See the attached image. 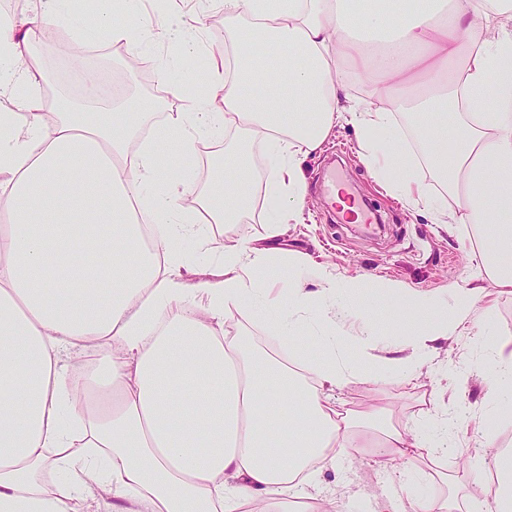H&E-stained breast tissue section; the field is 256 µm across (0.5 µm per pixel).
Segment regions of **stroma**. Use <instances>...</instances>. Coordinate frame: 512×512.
I'll return each mask as SVG.
<instances>
[{"mask_svg":"<svg viewBox=\"0 0 512 512\" xmlns=\"http://www.w3.org/2000/svg\"><path fill=\"white\" fill-rule=\"evenodd\" d=\"M182 10L193 17V35L200 50L195 61L178 62L172 79L176 82H205L208 52L224 46V10L208 0H183ZM45 28L55 38L42 39L37 51L41 58L42 95L46 103L60 98L81 99L83 91L76 72L70 70L61 51L70 34L53 21ZM86 51L87 67L121 85L119 96H99L92 107L110 112L126 100L149 106L158 119L179 111L180 103L158 86L155 70L168 54L167 47L145 39L133 45L114 44L105 36L87 37L79 44ZM335 163L337 177L356 198L366 199L381 217L377 230L349 223L344 215H331L323 195L314 185L328 163ZM305 182V210L310 220L289 224L285 236L269 240L271 249L299 255L309 263H328L343 277L360 273L390 280L403 288L431 292L454 302L458 289L474 286L482 272L473 255L481 241L471 225L432 223L429 215L404 209L372 177L358 154L357 135L351 127L336 128L322 152L302 163ZM512 336V294L498 293L486 286L475 301L470 322L454 336L436 342L424 366L407 378L383 368L365 382L337 390L343 407L375 415L381 423L429 432L441 422L449 424V448L445 456L422 461L411 480V490L429 500L454 494L467 496L471 512H484L482 484L459 483L461 461L471 467L489 464L484 416L498 384L495 368L485 345ZM402 477L398 469L381 473L370 457L354 454L341 457L335 468L323 471L321 489L330 492L347 512H374L377 504L399 492Z\"/></svg>","mask_w":512,"mask_h":512,"instance_id":"1","label":"stroma"}]
</instances>
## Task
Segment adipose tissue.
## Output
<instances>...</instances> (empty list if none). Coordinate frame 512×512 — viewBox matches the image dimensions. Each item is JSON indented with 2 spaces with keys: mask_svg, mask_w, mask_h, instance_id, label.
Masks as SVG:
<instances>
[{
  "mask_svg": "<svg viewBox=\"0 0 512 512\" xmlns=\"http://www.w3.org/2000/svg\"><path fill=\"white\" fill-rule=\"evenodd\" d=\"M45 15L112 43L149 32L198 51L173 0H42ZM232 60L211 56L203 90L158 75L182 111L81 112L45 105L35 45L0 25V512H345L319 489L344 448L378 470L445 452L447 428L421 434L346 414L336 389L367 379L391 352L401 375L466 322L476 289L446 309L428 292L274 264L304 201L301 163L351 126L373 177L436 224H471L488 279L512 294V0H223ZM408 113L410 123L398 117ZM260 141L275 174L264 243L219 237L253 210L260 182L225 153L205 194L179 162L198 133ZM180 144L179 160L163 151ZM425 164L444 187L432 193ZM195 238L223 272L188 288L178 269ZM295 354L300 334L323 353L318 381L246 351L224 323L242 309ZM393 333L381 338L379 309ZM490 353L501 383L485 415L512 422V337ZM491 512H512V445L493 432Z\"/></svg>",
  "mask_w": 512,
  "mask_h": 512,
  "instance_id": "adipose-tissue-1",
  "label": "adipose tissue"
}]
</instances>
